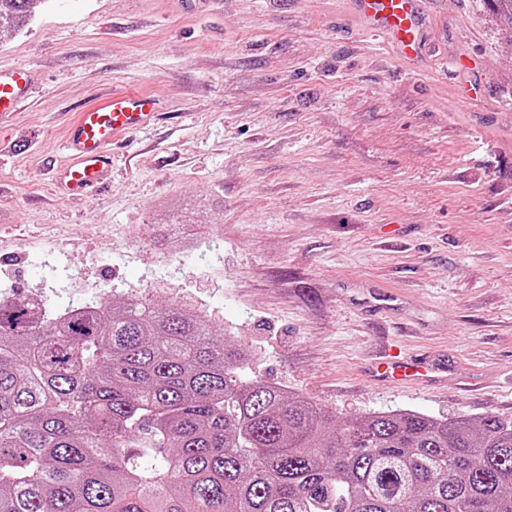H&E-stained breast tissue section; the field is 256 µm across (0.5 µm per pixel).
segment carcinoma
Wrapping results in <instances>:
<instances>
[{
  "label": "carcinoma",
  "mask_w": 512,
  "mask_h": 512,
  "mask_svg": "<svg viewBox=\"0 0 512 512\" xmlns=\"http://www.w3.org/2000/svg\"><path fill=\"white\" fill-rule=\"evenodd\" d=\"M249 357L178 305L0 292V512H512V421H338Z\"/></svg>",
  "instance_id": "cac0c4a2"
}]
</instances>
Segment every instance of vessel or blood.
Instances as JSON below:
<instances>
[{
  "label": "vessel or blood",
  "instance_id": "vessel-or-blood-1",
  "mask_svg": "<svg viewBox=\"0 0 512 512\" xmlns=\"http://www.w3.org/2000/svg\"><path fill=\"white\" fill-rule=\"evenodd\" d=\"M362 30L391 46L401 56L415 60L422 53L427 17L425 0H348ZM36 72L23 65L0 64V127L30 101L36 89ZM156 102L133 92H115L98 106L78 113L70 128L66 149L69 163L63 179L71 189L93 194L104 185L110 165L108 150L126 134L149 126ZM373 373L387 382H418L434 369L394 355L378 363Z\"/></svg>",
  "mask_w": 512,
  "mask_h": 512
}]
</instances>
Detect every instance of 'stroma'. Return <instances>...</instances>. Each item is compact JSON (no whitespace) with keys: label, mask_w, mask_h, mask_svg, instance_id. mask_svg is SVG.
<instances>
[{"label":"stroma","mask_w":512,"mask_h":512,"mask_svg":"<svg viewBox=\"0 0 512 512\" xmlns=\"http://www.w3.org/2000/svg\"><path fill=\"white\" fill-rule=\"evenodd\" d=\"M425 8L441 55L416 63L347 0H36L0 30V61L39 74L0 128V286L200 310L246 377L344 420H512V39L488 0ZM115 91L161 109L73 195L67 132ZM180 199L186 223H156ZM397 344L447 363L440 382L373 377Z\"/></svg>","instance_id":"stroma-1"}]
</instances>
